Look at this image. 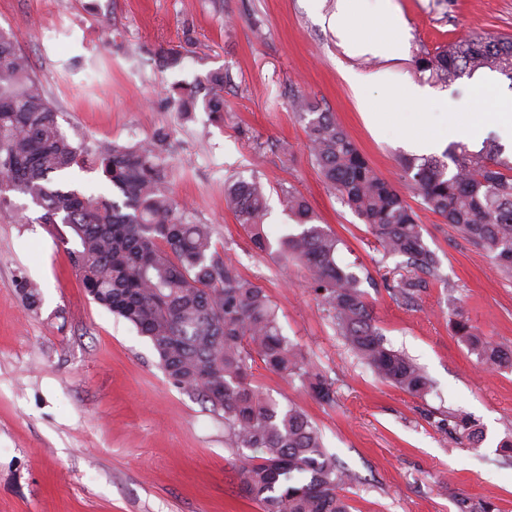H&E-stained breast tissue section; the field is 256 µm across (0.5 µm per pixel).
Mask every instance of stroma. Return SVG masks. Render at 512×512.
<instances>
[{
	"instance_id": "obj_1",
	"label": "stroma",
	"mask_w": 512,
	"mask_h": 512,
	"mask_svg": "<svg viewBox=\"0 0 512 512\" xmlns=\"http://www.w3.org/2000/svg\"><path fill=\"white\" fill-rule=\"evenodd\" d=\"M357 32L395 38L394 56L356 55L331 21L336 0H0V28L12 32L55 106L61 130L90 148L137 142L165 129L171 188L192 219L213 228L218 250L259 283L277 307L283 336L332 382L333 404L299 382L253 366L255 385L281 405L304 410L328 453L358 480L344 495L351 512H459L468 498L512 512V369H492L455 333L463 318L493 346L512 350V275L480 247L427 210L407 186L394 142L398 122L415 111L387 100L385 84L416 83L433 94L426 109L463 106L464 77L431 82L414 60L465 36H512V0H354ZM73 29L42 46L39 31ZM186 56L177 69L157 52ZM229 71L225 110L197 108L182 120L166 97L174 83H205ZM366 78L365 97L388 113L369 130L345 79ZM305 97L334 113L371 166L416 211L440 265L410 300L394 289L404 260L384 254L366 224L323 183L293 108ZM259 177L266 187L271 238L298 225L280 202L303 196L316 222L340 239L390 346L432 381L413 396L375 375L349 350L307 273L258 252L224 204V184ZM28 223L0 213V512H260L240 495L243 451L224 445V420L200 398L176 388L147 338L85 293L58 238L34 224L38 211L15 195ZM36 281L32 307L19 284ZM482 434L461 438L456 415Z\"/></svg>"
}]
</instances>
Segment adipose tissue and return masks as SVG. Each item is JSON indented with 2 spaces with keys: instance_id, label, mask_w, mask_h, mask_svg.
I'll list each match as a JSON object with an SVG mask.
<instances>
[{
  "instance_id": "obj_1",
  "label": "adipose tissue",
  "mask_w": 512,
  "mask_h": 512,
  "mask_svg": "<svg viewBox=\"0 0 512 512\" xmlns=\"http://www.w3.org/2000/svg\"><path fill=\"white\" fill-rule=\"evenodd\" d=\"M471 104V111L446 112L436 122L420 110L413 120L399 124L400 141L415 153L424 154L469 138L478 127L512 131V99L492 100L488 85L481 83L472 90Z\"/></svg>"
}]
</instances>
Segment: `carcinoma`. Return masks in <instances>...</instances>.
<instances>
[{
    "label": "carcinoma",
    "mask_w": 512,
    "mask_h": 512,
    "mask_svg": "<svg viewBox=\"0 0 512 512\" xmlns=\"http://www.w3.org/2000/svg\"><path fill=\"white\" fill-rule=\"evenodd\" d=\"M417 69L441 84L480 70L512 81V38L471 37L417 57ZM208 112L224 111L229 73L207 76ZM170 98L184 118L198 103L196 86L176 83ZM294 106L308 119V143L321 176L358 216L388 255L406 258L407 274L395 288L405 299L438 267L423 240L413 208L359 152L333 114L305 99ZM167 133L132 145L103 144L93 161L110 186L93 193L67 180L85 166L88 149L62 133L42 83L32 75L13 36L0 29V208L19 194L39 208L37 224L67 228V246L92 301L133 325L158 355L178 389L223 413L224 443L253 455L239 468L240 488L262 512H349L342 491L356 476L326 452L321 434L306 414L282 407L253 384V363L290 380L298 379L324 402L334 389L301 349L283 336L276 306L265 289L246 278L213 243V229L198 224L170 187L164 156ZM408 186L426 208L454 225L485 250L499 269L512 274V159L504 147L478 150L453 144L440 157L405 158ZM224 200L256 249L272 247L264 230L266 191L253 178L224 185ZM301 230L278 239L285 262L309 272V284L337 334L378 376L416 396L429 379L409 357L392 349L375 323L361 289L362 279L339 263L336 234L315 223L307 202L283 191ZM456 332L491 367H512V355L474 337L462 320Z\"/></svg>",
    "instance_id": "1"
}]
</instances>
